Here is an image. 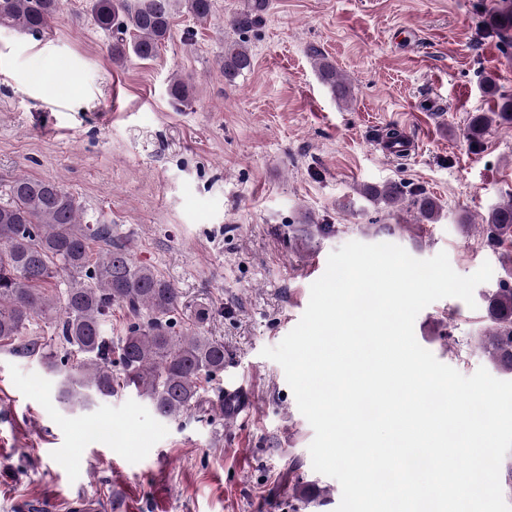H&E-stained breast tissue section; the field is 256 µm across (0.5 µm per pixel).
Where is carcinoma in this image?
<instances>
[{"label":"carcinoma","instance_id":"obj_1","mask_svg":"<svg viewBox=\"0 0 512 512\" xmlns=\"http://www.w3.org/2000/svg\"><path fill=\"white\" fill-rule=\"evenodd\" d=\"M61 0H0V25L33 36L49 30ZM269 0H248L232 24L245 33L263 19ZM186 9L203 22L214 12V0H91L95 25L112 34V59L132 54L142 61L158 56L170 37L174 14ZM486 23L502 37H512V0H499ZM319 77L341 102H349L351 86L336 66L313 51ZM253 66L246 41L224 47L220 63L224 81L232 84ZM498 97L496 110L472 118L469 133L483 136L495 120L512 124V94L485 82ZM172 101L186 105L191 92L183 80L168 84ZM358 193L374 204L394 208L405 197L419 220L435 223L443 206L432 195L407 194L400 182L364 184ZM484 245L512 253V198L494 205L481 225ZM104 248L92 256L91 245ZM69 275L62 305L47 294L59 272ZM125 309L131 322L125 334L111 338L106 326L112 308ZM183 303L179 291L149 264L133 260L127 243L112 238V225L84 221L80 202L60 184L28 175L14 178L0 198V342L12 351L38 356L45 367L64 376L59 401L74 408L107 401L127 389L148 402L156 415L177 419L200 405V383L224 371V342L191 329L178 332ZM56 313L55 334L63 355L45 352L46 345L27 337L38 313ZM488 333L479 344L503 371L512 373V283L502 281L486 295ZM294 497L304 509L320 497L313 484H296Z\"/></svg>","mask_w":512,"mask_h":512}]
</instances>
